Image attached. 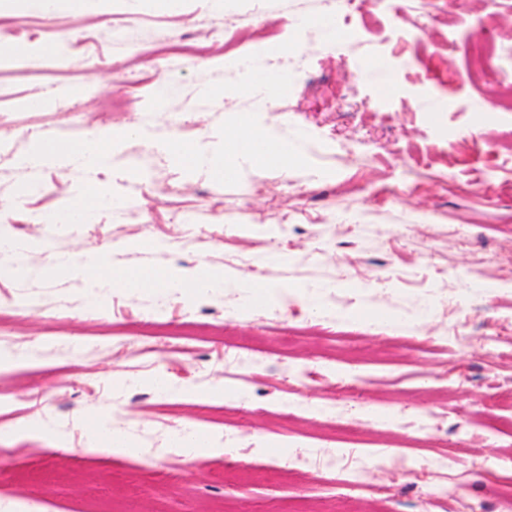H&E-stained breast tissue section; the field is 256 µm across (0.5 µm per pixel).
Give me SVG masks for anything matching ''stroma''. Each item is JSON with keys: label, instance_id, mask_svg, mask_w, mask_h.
<instances>
[{"label": "stroma", "instance_id": "35a3bbf8", "mask_svg": "<svg viewBox=\"0 0 512 512\" xmlns=\"http://www.w3.org/2000/svg\"><path fill=\"white\" fill-rule=\"evenodd\" d=\"M342 0H100L78 14L0 7V220L37 277L0 278V512H453L464 498L499 512L512 485V111L483 100L512 86V0H393L343 14ZM347 20L339 50L302 19ZM497 34L502 72L464 69ZM61 56L46 54L49 44ZM287 89L258 109L241 61ZM383 61L376 83L357 59ZM173 79L157 106L135 76ZM47 107L30 108L33 100ZM92 128L143 129L192 142L225 130L302 138L288 164L189 175L146 139L95 173L19 166L44 140ZM138 165L129 172L127 162ZM46 187L37 198L26 185ZM90 185L133 195L115 219L43 224ZM110 249L112 268L205 263L279 285L247 305L236 288L189 298L102 289L88 306L52 255ZM498 291L485 290V283ZM329 370L327 382H299ZM132 454L86 450L87 419ZM29 424L31 433L17 432ZM192 424L220 454L184 466L172 428ZM368 471L331 482L325 462ZM446 482L439 503L428 488Z\"/></svg>", "mask_w": 512, "mask_h": 512}]
</instances>
